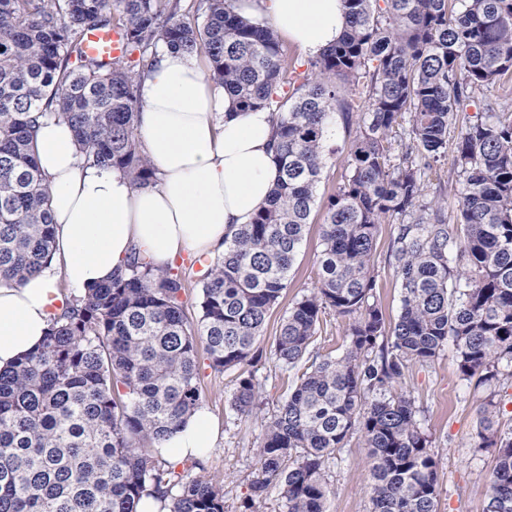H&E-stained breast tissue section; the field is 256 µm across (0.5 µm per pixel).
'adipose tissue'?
<instances>
[{
  "instance_id": "adipose-tissue-1",
  "label": "adipose tissue",
  "mask_w": 512,
  "mask_h": 512,
  "mask_svg": "<svg viewBox=\"0 0 512 512\" xmlns=\"http://www.w3.org/2000/svg\"><path fill=\"white\" fill-rule=\"evenodd\" d=\"M247 18L264 10L280 37L315 56L345 27L342 0H235ZM138 133L157 180L133 185L122 172L93 164L71 129L42 118L37 156L51 188L55 251L48 267L22 285L0 284V369L34 352L62 296L111 280L139 251L154 265L184 252L223 249L265 204L276 180L267 110L236 111L200 56L159 49L141 73ZM218 427L198 408L159 448L173 464L213 447Z\"/></svg>"
}]
</instances>
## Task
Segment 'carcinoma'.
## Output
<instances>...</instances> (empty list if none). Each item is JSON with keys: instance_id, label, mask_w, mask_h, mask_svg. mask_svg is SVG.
<instances>
[{"instance_id": "1", "label": "carcinoma", "mask_w": 512, "mask_h": 512, "mask_svg": "<svg viewBox=\"0 0 512 512\" xmlns=\"http://www.w3.org/2000/svg\"><path fill=\"white\" fill-rule=\"evenodd\" d=\"M204 2L198 22L180 16V0H0V283L21 284L53 251L38 118L66 123L94 164L156 181L138 144L137 76L161 47L204 54L239 111L271 112L277 169L267 203L206 272L196 321L182 275L134 251L110 283L66 301L36 352L0 371V512H134L144 495L169 512H224L223 485L176 471L158 445L201 405L200 341L214 371H238L233 409L253 414L246 366L309 224L329 127L338 114L350 123L343 90L360 91L364 110L328 198L318 281L275 338L274 360L299 383L264 425L250 499L276 482L288 512H324L326 461L359 433L374 460L373 512H438V462L401 383L449 343L468 380L490 383L512 365V113L479 98L512 74V0H342L346 30L304 69L268 22L241 17L233 0ZM108 27L126 52L83 54L85 32ZM450 144L455 238L428 193ZM388 223L401 288L389 332L374 297ZM329 312L351 319L345 351L309 361ZM479 447L496 460L486 512H512V430L490 407Z\"/></svg>"}]
</instances>
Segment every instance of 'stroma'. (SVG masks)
<instances>
[{
	"instance_id": "stroma-1",
	"label": "stroma",
	"mask_w": 512,
	"mask_h": 512,
	"mask_svg": "<svg viewBox=\"0 0 512 512\" xmlns=\"http://www.w3.org/2000/svg\"><path fill=\"white\" fill-rule=\"evenodd\" d=\"M356 130V125H345L339 119L328 131L327 162L304 241L290 271L288 287L258 339L256 356L249 367L259 385L258 406L252 416H238L231 407L236 371L214 372L206 353L198 355L202 403L219 425L216 443L202 461V474L223 484L225 512H287L278 485H270L262 499L249 498L250 484L259 474L257 448L262 428L297 381L295 371L277 366L272 350L282 317L295 299L316 284L325 204L348 172L349 148ZM374 258L375 299L391 325L399 315L401 294L391 257L390 225L379 228ZM402 387L415 400L419 426L430 437L438 461V512H485V487L495 459L492 451L479 446V422L483 407L491 402L496 406L500 427L512 426V377L503 375L487 384L465 380L448 346L433 362L410 365ZM372 467L363 437L351 435L326 464L325 477L331 487L326 512H371L366 488Z\"/></svg>"
}]
</instances>
